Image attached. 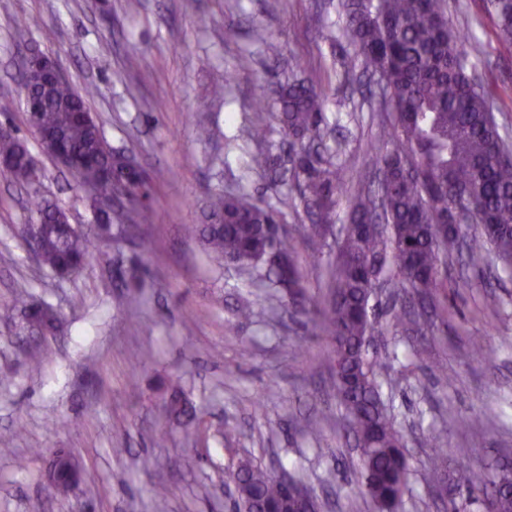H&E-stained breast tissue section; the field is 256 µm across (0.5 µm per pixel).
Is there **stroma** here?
Segmentation results:
<instances>
[{"label": "stroma", "instance_id": "stroma-1", "mask_svg": "<svg viewBox=\"0 0 512 512\" xmlns=\"http://www.w3.org/2000/svg\"><path fill=\"white\" fill-rule=\"evenodd\" d=\"M126 4L0 0V122L18 128L41 169L31 187L0 176V512H154L159 486L168 490L167 512H227L228 469L244 458L302 475L325 512H378L356 489L357 450L336 400L329 340L236 268H211L185 233L204 223L211 194H249L278 211L308 288L325 280L335 238L303 235L310 217L291 182L247 171L257 145L246 130L267 124L268 148L287 156L283 130L256 106L258 86L276 89L306 62L326 95L325 157L344 164L352 183L367 182L365 145L377 130L366 76L343 77L351 47L339 0H139L134 12ZM448 18L468 32L472 61L489 63L496 119L512 130V45L498 40L485 0H448ZM325 29L333 39L322 38ZM270 42L278 55L268 53ZM35 54L55 57L76 87L96 85L89 106L109 144L162 174L153 223L97 240L65 278L41 269L20 233L31 195L66 210L86 233L96 217L77 179L40 150L25 122L17 64ZM221 83L228 90L213 99ZM200 125L211 139L197 138ZM144 235L152 251L140 249ZM447 274L448 318L421 335L397 332L388 292L378 295L372 341L388 359L380 379L409 465L403 512H484L481 501L432 479V430L442 433L448 466L467 462L492 477L498 463L512 462V279L455 265ZM20 292L57 310L56 332L18 335L3 311ZM490 296L499 304L494 318L479 312ZM247 300L253 313L237 321ZM473 336L484 341L475 362L465 357ZM38 347L47 356L35 366ZM443 365L455 370L453 385L436 379ZM177 390L195 406L198 428L166 414ZM483 413L489 423L460 428ZM307 417L320 422L321 438L300 433ZM222 425L233 430L226 445L213 436ZM160 432L167 438L158 443ZM60 449L84 469L64 495L46 477Z\"/></svg>", "mask_w": 512, "mask_h": 512}]
</instances>
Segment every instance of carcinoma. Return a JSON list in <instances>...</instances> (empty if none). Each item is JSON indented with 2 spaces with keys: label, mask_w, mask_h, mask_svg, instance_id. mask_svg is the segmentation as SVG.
Listing matches in <instances>:
<instances>
[{
  "label": "carcinoma",
  "mask_w": 512,
  "mask_h": 512,
  "mask_svg": "<svg viewBox=\"0 0 512 512\" xmlns=\"http://www.w3.org/2000/svg\"><path fill=\"white\" fill-rule=\"evenodd\" d=\"M344 31L353 51L351 68L377 77L371 111L380 140L367 144L381 178L377 189L351 193V223L337 255L331 298L310 297L294 247L272 237L274 209L233 193L209 198V223L194 224L189 237L199 240L219 266H236L250 279L267 283L327 332L333 341L336 397L353 432L359 455V493L382 512H399L408 484L402 436L382 398L376 372L382 358L364 347L376 325L377 289L390 288L402 301L418 298L432 313L445 316L447 279L439 268L451 257L441 234L456 236L454 211L471 213L480 233L464 241L467 266L475 271L501 268L512 276V136L496 123L491 92L476 76L468 40L446 17L447 0H343ZM498 39L512 43V0H487ZM40 100L37 141L40 148L61 136L68 151L86 160L79 179L102 195L119 183L132 194L150 196L151 180L124 172L96 121L82 122L95 85L78 89L66 81L48 89L32 84ZM276 119L293 145L291 180L314 217L309 236L323 238L334 223L338 195L347 191L344 165L324 158V90L313 78L292 81L277 90ZM267 125L256 123L247 136L260 145L248 166L277 175L280 158L262 148ZM14 159L8 177L30 184L34 158L14 130L0 125V157ZM32 216L21 234L41 268L57 277L79 269L90 255L89 235L68 224L60 207L33 196ZM19 334L47 333L59 322L50 305L16 298ZM174 416L192 420L181 396L169 403ZM239 498L252 510L278 503L281 484L253 461L237 463ZM451 482L457 492L482 493L491 512H512V472L493 480L460 463Z\"/></svg>",
  "instance_id": "obj_1"
}]
</instances>
